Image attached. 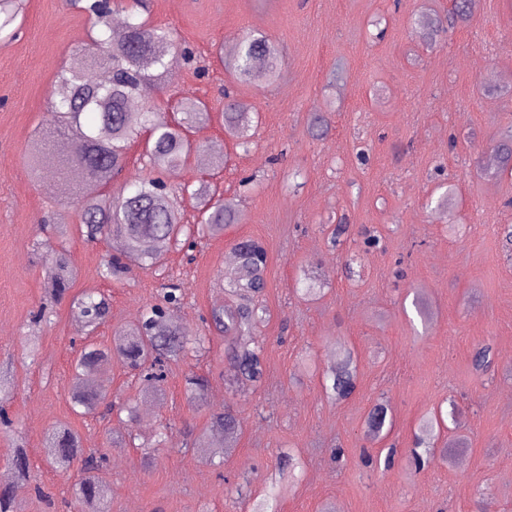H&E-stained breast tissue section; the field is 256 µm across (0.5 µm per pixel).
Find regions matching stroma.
I'll list each match as a JSON object with an SVG mask.
<instances>
[{
	"instance_id": "stroma-1",
	"label": "stroma",
	"mask_w": 512,
	"mask_h": 512,
	"mask_svg": "<svg viewBox=\"0 0 512 512\" xmlns=\"http://www.w3.org/2000/svg\"><path fill=\"white\" fill-rule=\"evenodd\" d=\"M450 0H150V21L168 29L194 55L166 86H151L140 107L191 94L208 100L211 118L191 137L199 150L173 177L186 223H196L199 183L236 198L238 224L223 236L197 239L193 253L171 250L166 269L137 270L120 281L98 275L108 246L79 231L72 196L31 172L29 142L54 126L50 109L61 68L97 32L66 0H23L13 33L0 34V363L11 386L4 405L21 432L33 489L19 492L23 512H69L78 470L62 474L42 453L47 429L68 422L87 448L108 454L103 478L112 512H250L228 491L249 477L257 497L275 494L277 512H512V254L503 231L512 226V175L499 173L494 147L512 125V0H476L471 18L445 43L427 48L415 19L446 13ZM254 31L280 49V77L240 84L219 60ZM259 115L249 149L224 133L225 91ZM331 129L313 136L311 115ZM366 161H359L358 152ZM302 173L293 189L288 172ZM250 184H242L245 176ZM349 224L343 250L326 229ZM66 225L64 244L75 272L73 293L100 290L112 299L113 330L138 316L158 285L177 280L178 315L189 333L202 330L210 306L224 297L218 278L241 236L264 241L268 253L263 386L224 385V342L212 337L207 356L172 366L166 393L154 399L127 386L120 362L103 381L108 398L135 399L150 420L143 435L169 425H203L183 393L189 371L210 376L211 406L237 411L242 434L223 469L175 447L113 448L118 419L73 413L70 363L83 342L74 309L46 302L45 253L39 243ZM377 231L366 248L360 227ZM362 261L346 269L350 255ZM313 265L325 283L316 297L300 291L298 269ZM493 363L478 373L477 345ZM349 349L358 389L336 403L322 374ZM393 428L370 442L364 421L377 400ZM454 421L437 442L444 459L415 469L406 458L413 433L434 408ZM393 467H385L389 448ZM377 457L374 468L362 451ZM304 470L289 483L279 461Z\"/></svg>"
}]
</instances>
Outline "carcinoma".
Here are the masks:
<instances>
[{"mask_svg": "<svg viewBox=\"0 0 512 512\" xmlns=\"http://www.w3.org/2000/svg\"><path fill=\"white\" fill-rule=\"evenodd\" d=\"M72 6L94 20L106 37L92 38L94 49L73 56L60 71L54 93L53 108L59 132L69 137L71 151L64 155L53 152L48 135L43 134L30 145L32 169L37 178L64 184L71 170H78L85 181L106 186L125 167L127 149L141 133L150 132L143 154L148 173L132 184V189L117 196L98 192L76 195L80 213V233L88 242L105 241L111 254L99 269L104 280H120L133 269L150 270L165 263L168 252L177 247L192 250L196 239L191 225L182 221L175 203V188L169 178L198 151L188 132L200 120L209 117L206 104L193 96L181 97L175 112L169 114L147 108L140 112L129 109L130 101L149 84L168 83L176 67L189 60L186 50L171 33L140 19L147 12L146 0H125V33L112 53L97 52L111 41L107 32L112 20L105 0H70ZM475 0H451L444 15L437 13L419 23L425 38L437 43L448 28L470 17ZM19 15L15 0H0V30L11 25ZM95 66L112 67L106 81L97 84L86 79L85 72ZM234 80L242 84L269 82L277 77L279 54L275 44L262 34L243 38L233 55L224 61ZM224 130L241 144L248 143L252 113L229 93H224ZM499 168L512 169V126L507 127L496 145ZM201 201L200 224L212 236L224 234L229 226L239 223L240 212L232 200L214 198L210 186L203 183L195 190ZM48 292L51 299H70L78 310L87 334L95 333L111 315V299L95 290L70 295L73 270L66 249L47 242ZM235 264L220 274L225 302L213 304L205 320V332L184 333L172 320L174 309L183 301L179 284L170 280L161 284L159 298L146 304L139 317L114 331L111 343H87L72 364L70 404L73 411L83 410L105 420L115 405L105 402V391L97 376L106 372L117 357L135 378L139 392L158 397L165 394L167 370L187 356L198 357L209 352L210 336L224 337V382L233 387H259L266 377L264 339L259 328L265 323V295L268 288V256L264 242L254 237H240L232 242ZM333 383L331 398L340 403L349 400L357 390V370L351 356L327 368ZM210 377L189 372L184 377L188 404L205 413L203 427L186 426L179 432V448L214 463L224 464V454L237 447L241 425L228 406L213 409L208 402ZM127 413L129 429L112 437V444L134 445L140 438L134 424L138 409L131 402L122 406ZM444 424L443 414L425 415L415 438L412 460L421 467L430 462V441L435 428ZM392 420L388 407L379 402L370 410L364 423V437L376 441L388 433ZM221 432L223 446L214 448L209 433ZM48 464L66 471L79 464L81 478L76 501L79 512H110L108 486L101 473L106 469V454L85 452L80 437L66 423L59 422L47 430L42 445ZM11 467L16 480L0 487V512H14L17 493L27 487L29 459L27 448L16 439Z\"/></svg>", "mask_w": 512, "mask_h": 512, "instance_id": "1", "label": "carcinoma"}]
</instances>
